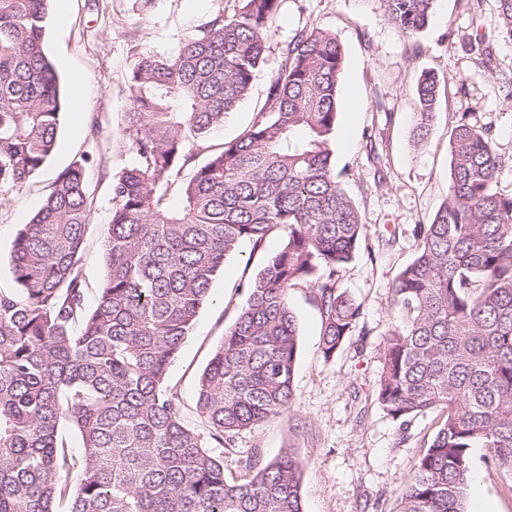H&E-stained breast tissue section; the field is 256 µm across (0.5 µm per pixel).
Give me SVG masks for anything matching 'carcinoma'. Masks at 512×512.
<instances>
[{
	"label": "carcinoma",
	"instance_id": "carcinoma-1",
	"mask_svg": "<svg viewBox=\"0 0 512 512\" xmlns=\"http://www.w3.org/2000/svg\"><path fill=\"white\" fill-rule=\"evenodd\" d=\"M52 2L0 0V195L26 186L58 146L64 98L44 50ZM281 2L244 0L174 52L132 63L120 136L133 163L108 174L94 305L80 266L95 205L84 164L61 171L19 228L9 254L16 287L0 288V512H59L63 502L65 512H304L292 449L239 461V481L225 479L221 452L291 411L292 289L311 290L327 360L361 314L339 283L363 219L334 168L344 62L336 36L297 32L251 122L212 143L267 60ZM382 2L387 21L412 38L437 0ZM496 2V34L468 42L487 69L490 41H512V0ZM417 90L420 145L439 80L424 72ZM469 115L450 132L448 200L416 225L419 251L392 286L405 322L388 333L376 401L402 427L439 418L397 512H467L475 447L512 473V194L496 185L512 158ZM272 233L278 249L198 378L200 432L167 389L169 368L226 260ZM65 421L79 435L78 457L62 438ZM73 469L74 487L64 480Z\"/></svg>",
	"mask_w": 512,
	"mask_h": 512
}]
</instances>
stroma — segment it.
Here are the masks:
<instances>
[{
    "mask_svg": "<svg viewBox=\"0 0 512 512\" xmlns=\"http://www.w3.org/2000/svg\"><path fill=\"white\" fill-rule=\"evenodd\" d=\"M240 6L241 0H154L145 11L140 0H54L56 13L64 11L65 18L49 16L45 51L67 103H81L82 110L63 113L59 146L46 167L23 189L0 196V288L13 285L7 260L19 226L29 222L57 174L82 159L96 198L82 273L88 298H95L112 211L100 174L131 161L119 141L129 107V66L144 51L171 53L213 15L229 16ZM496 25L495 0H438L428 28L409 40L387 22L382 0H283L268 36L267 62L215 140L235 137L251 121L277 74L281 47L297 31L317 26L336 36L344 66L335 165L364 222L360 250L342 271L340 285L360 304L361 316L358 334L333 360H325L321 318L310 291L303 286L291 291L300 327L293 411L241 433L224 451L226 477H241L240 459L265 462L290 448L305 464L304 512H395L436 422L428 417L400 429L375 399L386 334L401 319L391 286L418 251L414 226L428 223L448 196L449 135L461 116L460 86L478 90L472 121L490 125L498 153L512 156V97L466 44L475 30L490 32ZM425 70L439 77L441 90L426 144L418 150L413 144L420 110L416 87ZM77 74L83 78L79 86L72 81ZM92 116L100 124L96 142L88 135ZM279 245L275 235L257 249L242 243L214 280L212 297L167 380L188 419L196 417L198 376L245 303L247 282ZM473 455L468 499H481L488 512H512V474L489 465L486 449H474Z\"/></svg>",
    "mask_w": 512,
    "mask_h": 512,
    "instance_id": "35a3bbf8",
    "label": "stroma"
}]
</instances>
